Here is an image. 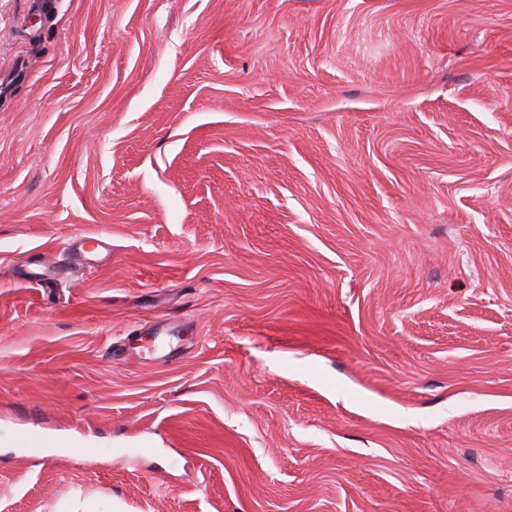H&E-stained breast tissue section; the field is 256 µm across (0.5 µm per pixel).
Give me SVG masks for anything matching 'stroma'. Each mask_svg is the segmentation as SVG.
<instances>
[{"instance_id": "1", "label": "stroma", "mask_w": 512, "mask_h": 512, "mask_svg": "<svg viewBox=\"0 0 512 512\" xmlns=\"http://www.w3.org/2000/svg\"><path fill=\"white\" fill-rule=\"evenodd\" d=\"M0 512H512V0H0Z\"/></svg>"}]
</instances>
